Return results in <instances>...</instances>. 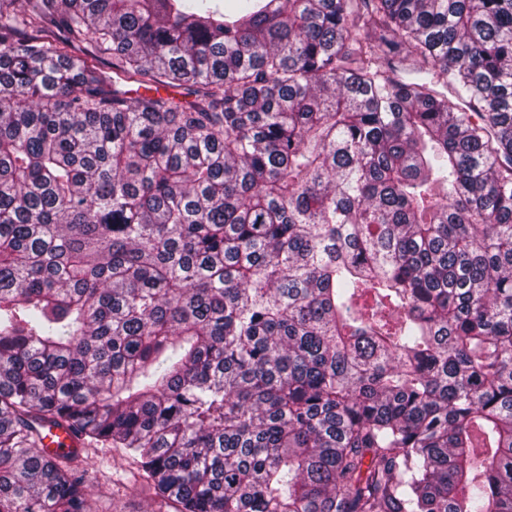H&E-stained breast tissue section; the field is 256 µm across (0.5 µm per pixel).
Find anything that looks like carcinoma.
<instances>
[{
  "mask_svg": "<svg viewBox=\"0 0 512 512\" xmlns=\"http://www.w3.org/2000/svg\"><path fill=\"white\" fill-rule=\"evenodd\" d=\"M99 443L176 512H512V0H0V512ZM47 444L51 454H65L79 450L81 443L62 429H54L48 437ZM45 440V441H46Z\"/></svg>",
  "mask_w": 512,
  "mask_h": 512,
  "instance_id": "cac0c4a2",
  "label": "carcinoma"
}]
</instances>
